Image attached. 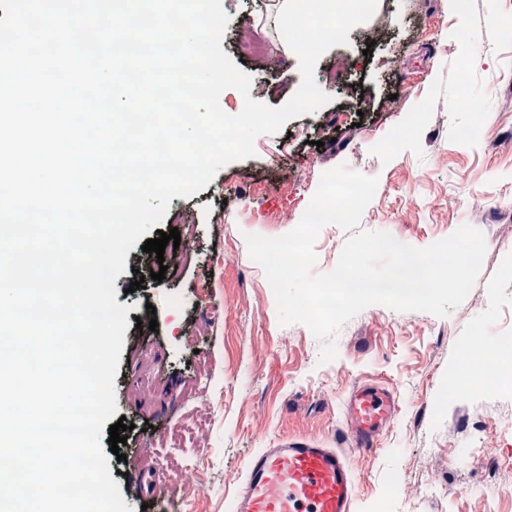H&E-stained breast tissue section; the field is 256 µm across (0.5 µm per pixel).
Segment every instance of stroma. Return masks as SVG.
<instances>
[{
	"instance_id": "obj_1",
	"label": "stroma",
	"mask_w": 512,
	"mask_h": 512,
	"mask_svg": "<svg viewBox=\"0 0 512 512\" xmlns=\"http://www.w3.org/2000/svg\"><path fill=\"white\" fill-rule=\"evenodd\" d=\"M274 3L222 0L221 48L250 76L249 98L277 108L301 75L268 22ZM244 35L272 44L269 58H245ZM314 78L329 103L259 135L253 157L171 199L147 236L175 228L190 238L165 251L183 258L163 281L149 277L155 255L128 251L114 282L129 308L114 385L133 430L108 457L112 478L134 512H228L256 449L282 436L337 443L343 400L361 380L392 391L399 409L353 459L356 512H512L492 473L457 457L467 441L512 466V364L500 386H453L476 332L490 345L512 334V0H379ZM466 97L476 111L462 108ZM342 164L378 180L360 229L424 248L467 224L487 259L449 316L368 306L323 364L305 325L280 324L245 236L293 230L322 174ZM140 279L145 288L131 289ZM144 448L166 469L151 497L135 476Z\"/></svg>"
}]
</instances>
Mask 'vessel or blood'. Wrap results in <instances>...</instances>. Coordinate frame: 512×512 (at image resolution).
I'll return each instance as SVG.
<instances>
[{"instance_id":"obj_1","label":"vessel or blood","mask_w":512,"mask_h":512,"mask_svg":"<svg viewBox=\"0 0 512 512\" xmlns=\"http://www.w3.org/2000/svg\"><path fill=\"white\" fill-rule=\"evenodd\" d=\"M346 447L283 439L249 457L232 512H355L351 458L373 448L398 412L391 391L356 382L344 401Z\"/></svg>"}]
</instances>
